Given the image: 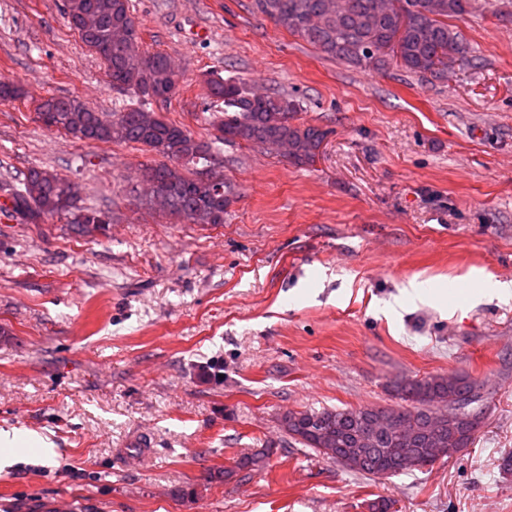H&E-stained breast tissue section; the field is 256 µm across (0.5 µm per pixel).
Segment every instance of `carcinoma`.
Listing matches in <instances>:
<instances>
[{"mask_svg": "<svg viewBox=\"0 0 512 512\" xmlns=\"http://www.w3.org/2000/svg\"><path fill=\"white\" fill-rule=\"evenodd\" d=\"M258 11L274 24L296 34L321 54L356 67L383 68L390 63L413 73L441 77L455 63L467 61V47L448 18L462 17L476 9L475 0H392L388 11L378 0H256ZM92 11L98 25L79 31L81 14ZM69 27L81 42L103 61L112 87L130 93L129 99L110 112H98L72 97H48L36 107L38 119L49 129L62 131L82 142L141 144L160 153L171 164L146 165L139 181L153 185L163 197L169 216L193 224H222L229 187L222 191L186 175L180 165L205 167L213 163L219 145L248 144L270 149L287 146L284 156L304 165L319 155L328 131L295 123L299 103L286 95L255 96L234 76L217 70L206 73L205 82L217 111L224 113L209 141L197 139L181 125L161 116L151 125L142 122L152 106L175 97L179 74L170 56L138 52L139 29L132 0H70L63 10ZM122 28L125 37L109 41L110 30ZM8 209L22 224H44L64 218L79 234L100 230L111 223L109 212L78 205V188L66 177L38 166L11 182L0 184ZM401 401L394 407L327 408L290 411L280 423L288 435L337 463L349 449L359 447L361 436L380 415L391 412L406 417L414 438L381 432L364 448L365 459L357 472L390 477L430 465L426 449L438 438L451 437L456 447L473 444L482 423L483 402L477 381L466 376L402 378L392 385ZM436 400L454 406L468 402L461 419L440 421L433 409ZM267 454L244 456L235 468L224 471L228 480L240 471L256 470Z\"/></svg>", "mask_w": 512, "mask_h": 512, "instance_id": "cac0c4a2", "label": "carcinoma"}]
</instances>
